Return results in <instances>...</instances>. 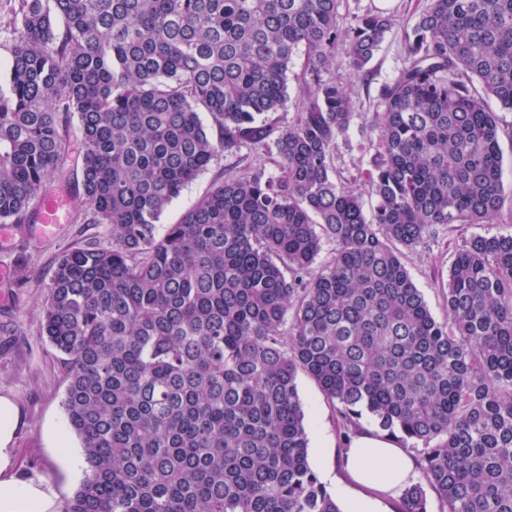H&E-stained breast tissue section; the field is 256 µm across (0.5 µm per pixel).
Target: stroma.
I'll return each instance as SVG.
<instances>
[{"label":"stroma","instance_id":"1","mask_svg":"<svg viewBox=\"0 0 512 512\" xmlns=\"http://www.w3.org/2000/svg\"><path fill=\"white\" fill-rule=\"evenodd\" d=\"M422 0H392L390 10L401 24L388 32L367 68L365 76L354 77L336 68L330 75L352 89L354 117L348 131L339 137L333 164L337 182L348 188H362L366 173L378 150L368 125L380 104L382 88L390 84L406 64L403 27L414 24ZM279 157L273 144L244 143L233 151L218 154L208 169L186 187L162 214L159 224L177 223L183 214L224 179L261 168L266 175L279 176ZM81 161L72 156L67 169V192L71 211L49 238L15 236L0 244V265L11 271L7 302L0 303V395L11 397L19 406L21 421L15 448L21 477L43 475L51 478L61 501H68L80 485L82 474L69 475L51 463L47 427L66 429L62 406L67 381L61 354L43 330L42 307L47 298L54 266L64 252L87 246H106L110 237L105 225L84 222L81 205ZM512 210L503 209L490 224L438 225L423 241L404 254L403 262L412 281L437 320L447 310L441 288L457 249L475 234H511ZM298 392L305 412L309 438V462L314 472L335 467L343 446L341 419L325 399L318 384L307 374L297 377Z\"/></svg>","mask_w":512,"mask_h":512}]
</instances>
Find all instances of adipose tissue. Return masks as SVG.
I'll return each mask as SVG.
<instances>
[{
    "label": "adipose tissue",
    "instance_id": "ef3b65f1",
    "mask_svg": "<svg viewBox=\"0 0 512 512\" xmlns=\"http://www.w3.org/2000/svg\"><path fill=\"white\" fill-rule=\"evenodd\" d=\"M20 411L0 396V512H56L57 491L45 476L23 478L15 471L12 448ZM414 464L382 436L365 432L355 437L347 452L345 472L354 488L345 500V512H385L383 497L393 495L410 480Z\"/></svg>",
    "mask_w": 512,
    "mask_h": 512
}]
</instances>
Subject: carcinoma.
I'll return each mask as SVG.
<instances>
[{"mask_svg": "<svg viewBox=\"0 0 512 512\" xmlns=\"http://www.w3.org/2000/svg\"><path fill=\"white\" fill-rule=\"evenodd\" d=\"M341 3L13 0L0 222L31 223L65 180L75 121L87 221L112 239L60 255L43 307L86 464L63 512H341L308 461L300 372L347 433L367 413L419 452L397 512H428L429 489L440 512H512V234L464 241L444 322L403 262L431 227L503 210L487 99L512 112V0H424L403 28L369 126L370 219L334 176L351 92L322 73H365L399 19L342 28ZM301 49L282 130L268 115ZM268 140L281 176L226 179L159 230L218 153ZM304 56L299 53L294 60V65L288 71V100L283 109L271 114L282 129H288L297 117V108L299 106V84L297 76L300 77Z\"/></svg>", "mask_w": 512, "mask_h": 512, "instance_id": "obj_1", "label": "carcinoma"}]
</instances>
